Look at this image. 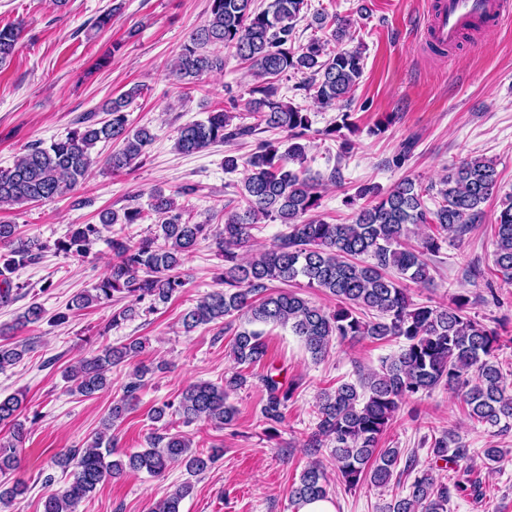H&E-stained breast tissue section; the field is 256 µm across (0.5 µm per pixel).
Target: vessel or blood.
<instances>
[{
  "label": "vessel or blood",
  "mask_w": 512,
  "mask_h": 512,
  "mask_svg": "<svg viewBox=\"0 0 512 512\" xmlns=\"http://www.w3.org/2000/svg\"><path fill=\"white\" fill-rule=\"evenodd\" d=\"M511 16L512 0H442L430 33L435 40L451 44L473 26L491 27Z\"/></svg>",
  "instance_id": "vessel-or-blood-1"
}]
</instances>
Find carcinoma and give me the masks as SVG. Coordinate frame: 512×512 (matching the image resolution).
<instances>
[{"label": "carcinoma", "instance_id": "1", "mask_svg": "<svg viewBox=\"0 0 512 512\" xmlns=\"http://www.w3.org/2000/svg\"><path fill=\"white\" fill-rule=\"evenodd\" d=\"M305 0H272L263 9L257 0H208L206 19L194 30L181 53L173 61L170 74L189 84L202 74L224 68V59L209 51L221 45L249 63L256 85L249 102L252 124L231 127L228 112L208 113L178 131L175 147L191 155L212 145L239 137L280 130L287 133V147L261 140L246 161L242 197L245 206L224 212V228L193 223L185 218V208L162 190L152 195L151 211L157 216L156 233L134 240L125 225L140 224L147 214L139 207L118 213L104 210L95 224H73L67 236L54 243L57 252L82 256L89 246L103 240L112 252V263L94 288L74 296L72 303L87 307L114 297L128 298L131 304L112 314L118 325L139 314L138 304L166 302L187 284L184 271L187 256L198 244L214 241L224 256L218 280L224 287L199 299L182 318L185 331L200 325L218 324L227 317L245 316L250 324H280L298 336L315 361L324 359L333 342L383 340L403 341L399 352L382 360L378 371L359 375L357 382H344L320 393L316 429L307 446L319 451L330 446L329 465L345 489L363 482L385 488L400 461L397 448L378 447L381 436L392 425L402 404L429 393L443 384L460 393L467 405L469 420L497 433L512 431V385L495 361L502 346V334L470 314L469 299L455 297L448 305L417 304L411 286L431 280L425 256L439 252V239L460 232L482 215L485 203L497 187L495 165L480 157L463 160L448 171L437 191L435 209L425 205L428 189L406 178L385 193L371 185L360 187L347 199L355 211L349 224H329L310 213L319 207L320 179L304 166L311 130L309 113L278 98L275 81L293 72L305 75V85L314 90L322 107L349 100L363 71L358 48L341 49L331 55L329 41L353 40L351 23L319 13L318 27H332L330 39H311L292 46L295 22ZM21 28H0V66L15 52ZM140 92L139 87L113 98L102 106L108 119L93 122L85 117L80 126L48 146H33L6 169H0V208L30 202H49L67 195L88 175L96 163L92 149L99 142L119 144L104 160L112 175L133 169L145 155L154 136L145 127L134 128L127 107ZM287 225L269 250L242 259L252 230L263 220ZM436 226V233L421 236L420 246L409 249L404 241L418 226ZM48 246L26 237L18 225L0 222V303L12 300V275L20 268L39 262ZM495 271L503 280H512V203L499 213L495 224ZM318 288L336 300L332 310L303 298L292 286ZM143 343L133 340L120 347H106L66 375L71 391L92 396L111 383L112 368L135 357ZM26 349L0 344V370L20 362ZM236 364L252 366L267 355L263 331L243 329L232 346ZM149 369L137 370L125 385L122 397L113 402L108 424L84 448H73L54 456L53 464L71 470V480L63 491L43 502L42 512H76V506L97 487L128 471L145 470L162 475L172 463L188 473L200 474L221 456L220 449L207 452L193 447L190 438L178 433L156 434L150 447L112 458V425L137 401ZM247 377L240 371L224 378V386L198 382L186 387L175 400L153 410L151 419L163 420L167 411L183 422L203 421L216 427L231 424L235 409L226 403L229 392L240 389ZM265 400L260 414L265 424L283 422L293 388L270 373L262 376ZM25 396L17 393L0 397V425L12 429L10 438L0 440V512H7L26 484L10 480L20 465L19 447L27 430L20 420ZM428 454L433 462L455 466L452 485L437 481L433 468L414 473L409 492L395 496L380 512H448L454 496L479 499L482 487L466 464L469 449L455 434L445 432L434 438ZM193 491L189 482L156 501L151 512H180L181 502ZM329 495L326 464L316 461L302 471L298 484L290 489L291 502L312 501Z\"/></svg>", "mask_w": 512, "mask_h": 512}]
</instances>
